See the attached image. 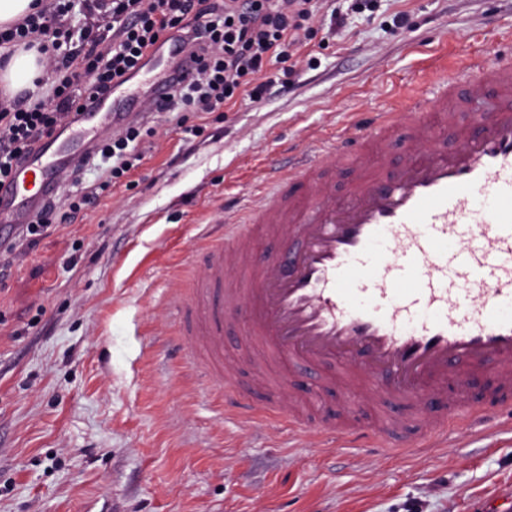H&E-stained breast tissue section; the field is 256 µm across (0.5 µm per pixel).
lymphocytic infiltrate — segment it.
<instances>
[{"label": "lymphocytic infiltrate", "instance_id": "lymphocytic-infiltrate-1", "mask_svg": "<svg viewBox=\"0 0 512 512\" xmlns=\"http://www.w3.org/2000/svg\"><path fill=\"white\" fill-rule=\"evenodd\" d=\"M311 0H112L102 33L86 32L83 56L62 54L72 33L63 18L70 0H58L54 11L24 19L0 31V46L38 37L42 50L60 52L57 69L62 76L53 87V108L38 102L28 108L0 104V182L13 173V163L38 141L51 137L57 126L82 112L89 99H104L112 85L135 68L148 50L165 44L170 31L180 34L182 50L197 64L195 78L174 88L164 108L176 113L175 125L197 136L204 115L235 103L237 95L261 101L273 78L263 77L265 59L284 64L294 47L309 38L305 22ZM95 79L79 88L82 71ZM197 122L187 125L186 113ZM146 123L127 126L95 150L111 165L104 180L88 187L72 211L93 206L100 197L127 177L140 158L139 139L149 133Z\"/></svg>", "mask_w": 512, "mask_h": 512}]
</instances>
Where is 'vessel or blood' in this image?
Returning <instances> with one entry per match:
<instances>
[{
	"instance_id": "1",
	"label": "vessel or blood",
	"mask_w": 512,
	"mask_h": 512,
	"mask_svg": "<svg viewBox=\"0 0 512 512\" xmlns=\"http://www.w3.org/2000/svg\"><path fill=\"white\" fill-rule=\"evenodd\" d=\"M426 81L401 111L352 123L287 170L272 166L276 183L245 223L225 225L177 302L180 336L237 417L304 430V393L271 396L270 364L376 407L371 422L326 416L316 427L376 452L415 450L455 421L483 432L512 411V60ZM134 116L120 80L111 101H88L74 126L37 143L17 182L0 185V243L54 195L59 171ZM402 126L399 164L367 166ZM425 130L438 145L423 146ZM326 153L353 168L343 199L321 174ZM260 238L274 250L258 252ZM229 268L240 275L232 287ZM228 336L248 345L252 395L237 394L238 372L224 366ZM485 377L491 401L473 404L469 389Z\"/></svg>"
}]
</instances>
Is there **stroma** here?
Segmentation results:
<instances>
[{
	"mask_svg": "<svg viewBox=\"0 0 512 512\" xmlns=\"http://www.w3.org/2000/svg\"><path fill=\"white\" fill-rule=\"evenodd\" d=\"M350 3L313 0L314 38L263 101L198 136L155 114L132 187L0 266V512H512V424L381 457L246 423L176 332L172 294L268 162L397 111L424 67L512 49V0Z\"/></svg>",
	"mask_w": 512,
	"mask_h": 512,
	"instance_id": "1",
	"label": "stroma"
}]
</instances>
